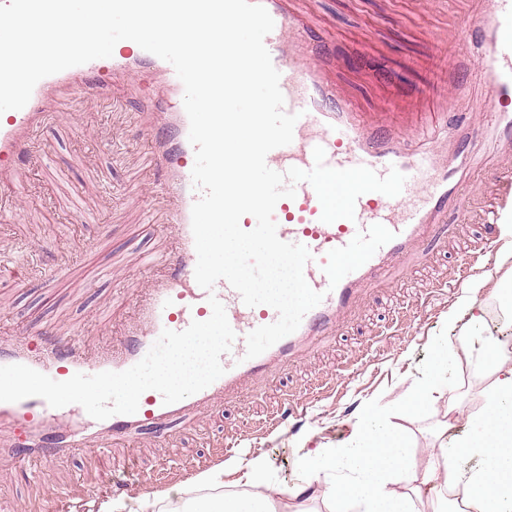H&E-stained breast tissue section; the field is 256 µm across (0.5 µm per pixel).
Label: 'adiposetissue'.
<instances>
[{"label":"adipose tissue","mask_w":512,"mask_h":512,"mask_svg":"<svg viewBox=\"0 0 512 512\" xmlns=\"http://www.w3.org/2000/svg\"><path fill=\"white\" fill-rule=\"evenodd\" d=\"M495 264L505 268V275L494 283L474 280L468 296L448 312V324L458 327L463 349H480L481 363L493 376L484 392L483 410L470 418V434L441 443L419 468L408 461L406 436L388 426L376 408H366L341 447L320 448L303 456L290 499L302 502L319 495L329 501L330 512H448V491L461 486L467 491L469 512H512V367L502 360L496 345L482 337L483 310L477 301L483 288H491L502 309L512 313V243L500 247ZM457 357L458 351L447 344L435 348L403 408L404 415L433 408L439 381ZM464 456L471 459L470 467L460 465ZM241 468L250 494L213 499L204 512H282V503L262 493L267 486L265 458H250ZM339 468L347 470V478L327 481L328 472ZM398 474L406 483L401 491L391 486Z\"/></svg>","instance_id":"adipose-tissue-1"}]
</instances>
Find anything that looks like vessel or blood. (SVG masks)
Here are the masks:
<instances>
[{
    "label": "vessel or blood",
    "mask_w": 512,
    "mask_h": 512,
    "mask_svg": "<svg viewBox=\"0 0 512 512\" xmlns=\"http://www.w3.org/2000/svg\"><path fill=\"white\" fill-rule=\"evenodd\" d=\"M476 2L462 25H448L433 36L449 60L437 90L405 96L378 92L384 77L364 46L317 39L313 21L297 9L296 0H261L274 21L264 44L280 73L284 109L299 116L292 143L270 151L267 165L281 173L292 167L311 169L313 150L320 146L328 167L362 165L381 176L395 168L406 181L395 197L361 195L351 220L323 222L322 205L306 182L297 184L295 198L276 204L277 235L310 250L304 277L323 299L294 333L252 359L245 356L246 335L275 322L278 313L267 305L246 306L227 281H217L208 291L195 280L191 210L201 193L192 181L195 150L188 140L184 86L170 63L143 50L118 51L43 78L24 108L0 114V209L9 211L12 176L19 161L29 157L48 118L42 106L57 88L68 84L84 94L104 79L153 76L160 90L155 109L160 133L152 138L147 164L162 177L166 228L173 240L163 260L144 255L150 278L135 300L131 321L111 346L94 350L53 336L34 341L21 331L0 341V365L23 364L57 381L77 373L126 370L146 355L163 330L182 331L192 321L208 319L212 294L224 305L236 334L230 352L221 357L225 374L170 405L160 392L148 390L136 413L98 421L77 404L53 408L39 397L0 402V426L20 430L31 467H46L60 454L104 451L108 440L233 399L278 365L299 361L346 320L366 290L395 282L410 267L429 264V243L448 239L449 213H468L474 193L486 197L480 222L500 226L501 237H512V0ZM473 73L491 95L488 113L457 109L461 84ZM352 74L362 75L374 89L367 111H360L346 84ZM493 254L486 245L461 255L455 284L487 270Z\"/></svg>",
    "instance_id": "vessel-or-blood-1"
}]
</instances>
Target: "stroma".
I'll list each match as a JSON object with an SVG mask.
<instances>
[{
    "label": "stroma",
    "mask_w": 512,
    "mask_h": 512,
    "mask_svg": "<svg viewBox=\"0 0 512 512\" xmlns=\"http://www.w3.org/2000/svg\"><path fill=\"white\" fill-rule=\"evenodd\" d=\"M447 3V10L425 14L414 0H301L324 29L364 41L384 58L405 95L431 86L444 64L432 32L463 21L473 8L471 0ZM152 108V88L140 78L101 82L83 97L64 88L48 102L52 118L21 172L20 208L13 222L0 223V254L30 267L27 275L0 279V339L50 329L97 344L128 323L143 254L169 248L157 229L164 202L143 163ZM479 241V225L458 218L429 271L395 283L298 367L272 371L237 399L173 422L164 435L146 432L112 443L106 454L52 462L33 480L14 452L13 431L0 429V498L8 512H97L103 499L149 494L164 501L157 512H169V505L200 497L192 477L219 464L216 450L231 438L240 442L239 459L265 457L270 487L286 491L298 479L299 457L345 441L367 405L405 431L417 463H424L442 441L468 434V417L492 381L474 357H460L443 382L461 401L455 419L443 414L444 396L436 413L400 415L435 342L458 344L446 318L465 289L432 298L426 291L452 276L457 252ZM326 378L342 386V397H318L303 420L283 423L260 443L249 440L252 426L286 403L293 388Z\"/></svg>",
    "instance_id": "obj_1"
}]
</instances>
